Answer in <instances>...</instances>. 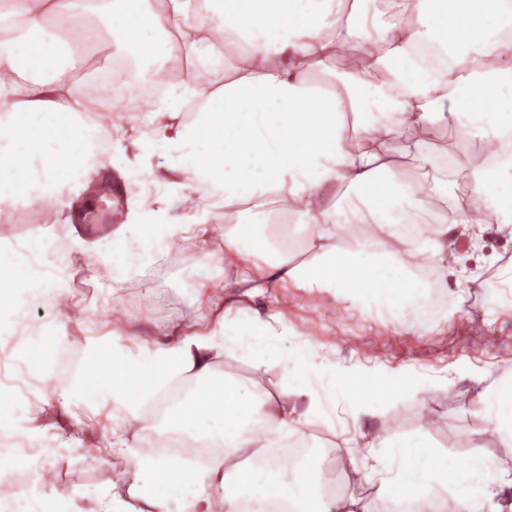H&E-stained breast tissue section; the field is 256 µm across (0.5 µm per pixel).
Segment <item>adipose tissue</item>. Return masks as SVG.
<instances>
[{
	"mask_svg": "<svg viewBox=\"0 0 512 512\" xmlns=\"http://www.w3.org/2000/svg\"><path fill=\"white\" fill-rule=\"evenodd\" d=\"M144 3L113 0L107 23H84L83 43L108 52L102 72L77 78L67 25L78 0H0L10 19L0 27V197L31 193L54 216L31 228L53 274L0 303V319L55 347L34 365L37 403L0 419V437L23 445L0 448V467L23 475L6 512H43L38 489L78 457L124 466L75 488L70 512H444L449 502L455 512H512V466L496 461L418 456L390 474L389 438H366L361 423L392 404L355 394L359 368L276 306L297 288L418 326L423 297L448 301L449 223L512 230V39L501 35L512 0H495L478 33L456 37L436 0H381L374 37L367 0H200L191 15L184 0H160L149 25ZM219 43L240 51L197 68ZM176 53L191 70L163 82L160 65ZM340 55L357 66L318 87ZM103 91L115 101L141 94L142 105L125 122L89 125L78 104ZM451 118L461 135L479 131L480 166L432 138ZM106 170L143 193L128 197L110 233L58 237L83 183ZM267 196L300 231L241 221L243 204ZM431 199L439 209L413 223ZM310 251L314 263L296 262ZM174 254L196 305L189 319L139 309L91 323L89 303L64 286L78 266H99L121 306L128 283ZM37 304L47 318H30ZM106 353L116 382L78 420L73 406ZM229 358L249 370L247 384L222 372ZM478 400L481 433L512 437L499 382ZM337 408L340 443H319L312 425ZM339 447L348 466L338 480L312 470ZM370 475L371 495L351 492ZM446 481L448 500L438 493Z\"/></svg>",
	"mask_w": 512,
	"mask_h": 512,
	"instance_id": "1",
	"label": "adipose tissue"
}]
</instances>
